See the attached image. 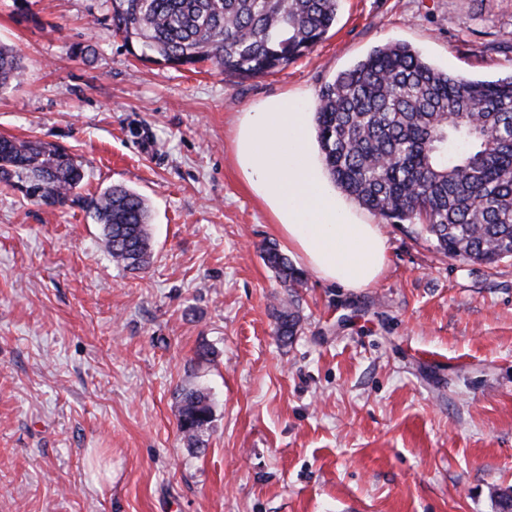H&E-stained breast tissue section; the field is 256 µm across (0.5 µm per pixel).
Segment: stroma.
Here are the masks:
<instances>
[{
	"mask_svg": "<svg viewBox=\"0 0 512 512\" xmlns=\"http://www.w3.org/2000/svg\"><path fill=\"white\" fill-rule=\"evenodd\" d=\"M0 0L24 71L0 135L81 162L150 209L154 257L116 266L76 206L0 188V512H495L512 486V258L490 268L381 224L387 264L351 291L308 274L302 327L261 259L280 244L232 158L236 118L308 97L388 42L468 79L512 76V0H342L283 70L139 60L104 0ZM94 54H75L76 45ZM207 393L188 448L176 402Z\"/></svg>",
	"mask_w": 512,
	"mask_h": 512,
	"instance_id": "1",
	"label": "stroma"
}]
</instances>
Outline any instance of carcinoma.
Returning <instances> with one entry per match:
<instances>
[{
  "instance_id": "1",
  "label": "carcinoma",
  "mask_w": 512,
  "mask_h": 512,
  "mask_svg": "<svg viewBox=\"0 0 512 512\" xmlns=\"http://www.w3.org/2000/svg\"><path fill=\"white\" fill-rule=\"evenodd\" d=\"M340 0H110L112 27L138 58L171 67L209 62L241 79L274 73L309 53L336 22ZM21 74L0 45V88ZM317 138L328 172L347 196L389 224L419 226L450 258L488 265L512 258V77L472 80L434 67L409 45L373 48L320 90ZM0 184L47 207L79 206L102 225L112 261L144 269L152 254L149 210L113 185L86 193V172L39 141L0 136ZM261 257L296 292L305 282L275 245ZM284 343L300 330L295 299L274 311ZM209 397L181 392L178 428L204 447Z\"/></svg>"
}]
</instances>
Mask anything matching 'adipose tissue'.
<instances>
[{
  "label": "adipose tissue",
  "instance_id": "ef3b65f1",
  "mask_svg": "<svg viewBox=\"0 0 512 512\" xmlns=\"http://www.w3.org/2000/svg\"><path fill=\"white\" fill-rule=\"evenodd\" d=\"M233 158L247 191L305 267L352 291L378 280L386 240L331 185L314 144L312 115L299 94L271 97L239 113Z\"/></svg>",
  "mask_w": 512,
  "mask_h": 512
}]
</instances>
